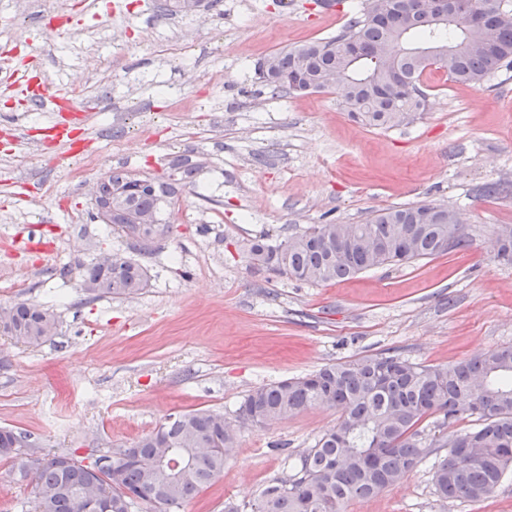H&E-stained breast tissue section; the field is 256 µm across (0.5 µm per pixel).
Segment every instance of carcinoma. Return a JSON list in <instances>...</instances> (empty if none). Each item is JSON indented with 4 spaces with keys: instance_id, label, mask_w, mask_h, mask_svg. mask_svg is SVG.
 <instances>
[{
    "instance_id": "carcinoma-1",
    "label": "carcinoma",
    "mask_w": 512,
    "mask_h": 512,
    "mask_svg": "<svg viewBox=\"0 0 512 512\" xmlns=\"http://www.w3.org/2000/svg\"><path fill=\"white\" fill-rule=\"evenodd\" d=\"M271 70L259 79L274 95L335 91L350 116L391 129L414 121L428 93L419 77L441 65L455 83L481 88L512 67L509 0H361L334 35L303 41L268 55ZM179 190L162 177L124 171L105 174L96 204L112 210L95 217L139 246L153 242L155 225L140 223L176 206ZM461 212L424 202L373 212L360 224H312L299 234L248 246L253 262L269 273L308 284H330L365 270L445 255L470 246ZM490 257L512 265V228L489 239ZM84 284L96 297L122 298L148 286L146 271L126 260L112 268L94 264ZM57 331L55 314L37 304L8 306L0 334L40 345ZM338 412L336 425L300 456L295 472L267 485L250 512H343L353 499H370L400 483L434 448L445 449L433 472L442 499L490 498L512 473V345L489 349L448 366L411 362L381 353L328 364L300 378L247 393L238 421L263 427L307 408ZM443 415L452 430L425 443L417 430L427 416ZM239 430L224 414L194 410L169 415L132 446L85 462L67 450L49 452L32 477L16 447L30 434L0 428V460L10 463L35 512H177L224 476V449ZM165 446L186 460L188 475L174 481L152 465ZM476 448L470 458L462 449Z\"/></svg>"
}]
</instances>
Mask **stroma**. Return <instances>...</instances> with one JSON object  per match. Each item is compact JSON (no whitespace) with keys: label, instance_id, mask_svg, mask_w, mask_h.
I'll list each match as a JSON object with an SVG mask.
<instances>
[{"label":"stroma","instance_id":"stroma-1","mask_svg":"<svg viewBox=\"0 0 512 512\" xmlns=\"http://www.w3.org/2000/svg\"><path fill=\"white\" fill-rule=\"evenodd\" d=\"M357 2L222 0L210 26L159 15L154 0H16L0 14V38L33 42L16 65L34 59L61 87L79 71L101 106L74 125L76 152L64 157L47 136L50 116L0 93V304L32 302L59 321L36 347L0 336V426L29 433L40 451L86 458L129 447L172 413L235 419L249 391L327 364L390 352L445 366L512 344V265L485 248L512 225V68L481 89L449 83L433 108L392 129L354 121L334 94L274 96L257 79L258 60L336 32ZM57 15L83 31L80 43L42 38ZM162 40L180 45L179 58L162 54ZM221 63L230 70L216 87ZM174 89L183 106L172 111ZM190 126L201 135L184 136ZM180 158L198 165L197 189L184 191L150 251L93 219L89 189L102 173L163 175ZM424 201L464 212L470 247L325 285L257 269L246 250L326 216L359 224ZM114 252L147 271L136 298L82 288L84 269ZM336 418L311 407L244 426L223 478L180 512L254 502ZM432 465L344 512H512V476L487 500H443Z\"/></svg>","mask_w":512,"mask_h":512}]
</instances>
